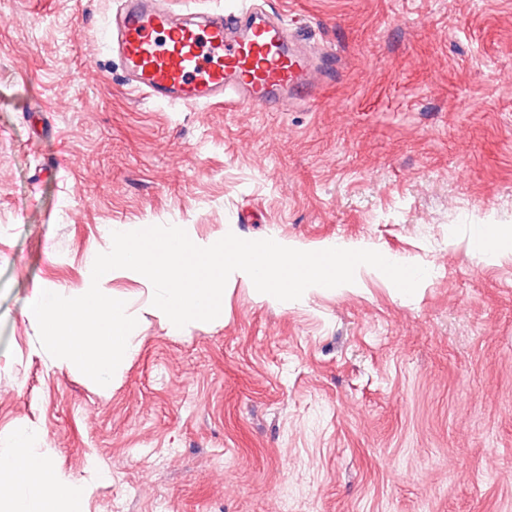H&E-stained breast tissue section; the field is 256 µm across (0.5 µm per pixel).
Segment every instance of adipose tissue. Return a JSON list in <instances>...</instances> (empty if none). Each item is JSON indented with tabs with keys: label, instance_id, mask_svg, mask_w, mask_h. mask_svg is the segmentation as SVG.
Listing matches in <instances>:
<instances>
[{
	"label": "adipose tissue",
	"instance_id": "obj_1",
	"mask_svg": "<svg viewBox=\"0 0 512 512\" xmlns=\"http://www.w3.org/2000/svg\"><path fill=\"white\" fill-rule=\"evenodd\" d=\"M35 430L0 443V512H65L91 491L88 482L54 468Z\"/></svg>",
	"mask_w": 512,
	"mask_h": 512
}]
</instances>
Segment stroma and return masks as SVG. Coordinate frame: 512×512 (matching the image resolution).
Listing matches in <instances>:
<instances>
[{"mask_svg": "<svg viewBox=\"0 0 512 512\" xmlns=\"http://www.w3.org/2000/svg\"><path fill=\"white\" fill-rule=\"evenodd\" d=\"M340 60L284 112L132 96L114 0H0V441L37 429L68 512H512V0H258ZM177 225L427 269L294 301L231 274L176 328L110 271L139 351L108 390L57 368L30 305L91 284L108 227Z\"/></svg>", "mask_w": 512, "mask_h": 512, "instance_id": "stroma-1", "label": "stroma"}]
</instances>
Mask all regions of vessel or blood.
I'll return each instance as SVG.
<instances>
[{"mask_svg":"<svg viewBox=\"0 0 512 512\" xmlns=\"http://www.w3.org/2000/svg\"><path fill=\"white\" fill-rule=\"evenodd\" d=\"M99 40L119 59L127 90L157 104L280 111L315 99L336 74L334 53L250 5L228 13L118 0Z\"/></svg>","mask_w":512,"mask_h":512,"instance_id":"b4317fda","label":"vessel or blood"}]
</instances>
